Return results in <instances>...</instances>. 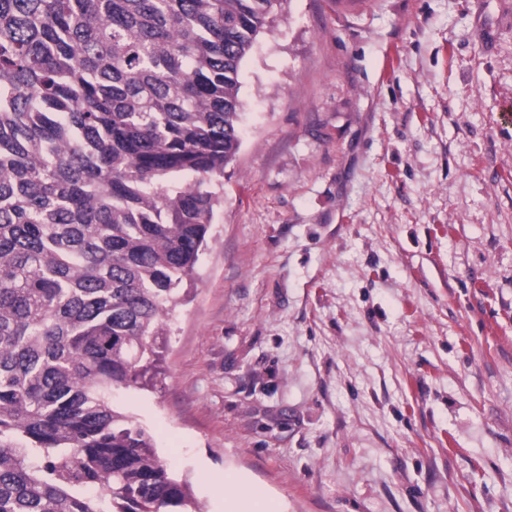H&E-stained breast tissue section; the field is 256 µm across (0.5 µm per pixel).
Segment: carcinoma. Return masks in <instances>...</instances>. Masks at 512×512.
<instances>
[{
    "instance_id": "obj_1",
    "label": "carcinoma",
    "mask_w": 512,
    "mask_h": 512,
    "mask_svg": "<svg viewBox=\"0 0 512 512\" xmlns=\"http://www.w3.org/2000/svg\"><path fill=\"white\" fill-rule=\"evenodd\" d=\"M281 0H0V512H200L156 371Z\"/></svg>"
}]
</instances>
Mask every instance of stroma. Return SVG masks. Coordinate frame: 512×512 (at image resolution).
Here are the masks:
<instances>
[{"mask_svg":"<svg viewBox=\"0 0 512 512\" xmlns=\"http://www.w3.org/2000/svg\"><path fill=\"white\" fill-rule=\"evenodd\" d=\"M154 387L201 512H512V0H284ZM236 501V512H276L274 502L254 487L246 484L232 471L224 473V494Z\"/></svg>","mask_w":512,"mask_h":512,"instance_id":"obj_1","label":"stroma"}]
</instances>
